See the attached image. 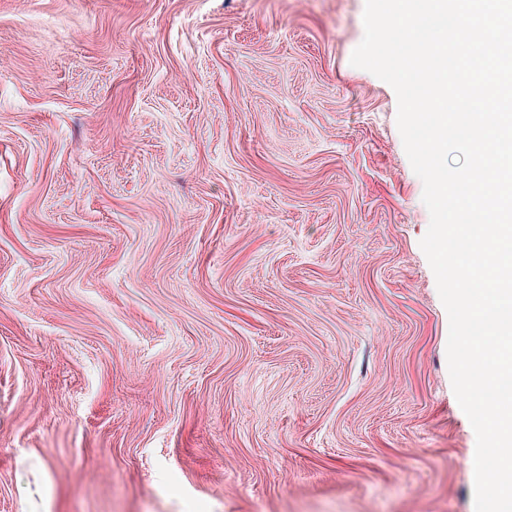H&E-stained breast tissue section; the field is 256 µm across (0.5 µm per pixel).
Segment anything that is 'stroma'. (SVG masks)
Returning <instances> with one entry per match:
<instances>
[{
  "instance_id": "35a3bbf8",
  "label": "stroma",
  "mask_w": 512,
  "mask_h": 512,
  "mask_svg": "<svg viewBox=\"0 0 512 512\" xmlns=\"http://www.w3.org/2000/svg\"><path fill=\"white\" fill-rule=\"evenodd\" d=\"M365 0H0V512H475Z\"/></svg>"
}]
</instances>
